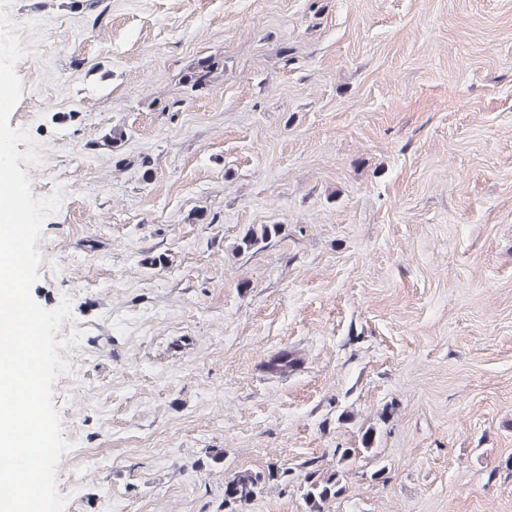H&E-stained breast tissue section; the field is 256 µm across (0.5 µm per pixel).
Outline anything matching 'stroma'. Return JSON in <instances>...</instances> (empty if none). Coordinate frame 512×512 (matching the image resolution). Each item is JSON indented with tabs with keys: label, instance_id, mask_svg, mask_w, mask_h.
I'll list each match as a JSON object with an SVG mask.
<instances>
[{
	"label": "stroma",
	"instance_id": "1",
	"mask_svg": "<svg viewBox=\"0 0 512 512\" xmlns=\"http://www.w3.org/2000/svg\"><path fill=\"white\" fill-rule=\"evenodd\" d=\"M7 12L9 125L33 197L62 195L31 295L80 334L64 512H226V481L271 469L238 512H305L337 468L327 512H512V0ZM215 62L209 57H201L188 69L184 76V81L192 88H204L211 83V74L214 70ZM315 474L316 471L307 477L303 492L306 512H325L328 502L345 491V485L338 469L326 474L322 472L316 478Z\"/></svg>",
	"mask_w": 512,
	"mask_h": 512
}]
</instances>
